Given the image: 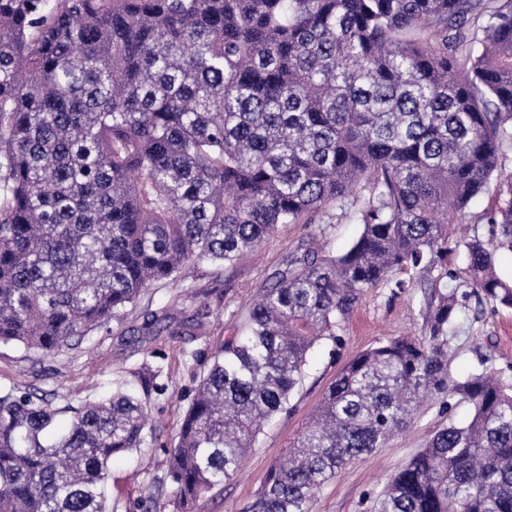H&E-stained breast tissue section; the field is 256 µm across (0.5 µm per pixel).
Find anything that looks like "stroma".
I'll list each match as a JSON object with an SVG mask.
<instances>
[{"instance_id":"35a3bbf8","label":"stroma","mask_w":512,"mask_h":512,"mask_svg":"<svg viewBox=\"0 0 512 512\" xmlns=\"http://www.w3.org/2000/svg\"><path fill=\"white\" fill-rule=\"evenodd\" d=\"M359 230V225L345 220L335 224H283L257 256L233 268L218 272L200 264L192 269L189 282L194 288V301L184 300L181 282L158 284L144 292L123 320L92 331L90 341L81 348L44 356L2 346L0 387L22 392L54 391L58 405H75L91 392L110 391L113 376L145 362L159 364L168 374L169 390L154 403L151 414L159 424L161 444L169 443L177 430L183 397L196 386L201 365L236 333L248 304L267 278L282 267L289 252L304 244L340 253ZM402 280L400 288L368 290L342 324L341 347L322 341L309 359L291 411L265 424L242 474L224 483L221 491L200 499L195 512H242L260 489L267 470L283 457L345 364L385 337L424 334L422 311L434 276L414 272L403 275ZM200 304L208 306L211 315L204 335L192 341L179 330L185 317ZM160 310L167 317L160 323L159 333L143 335L140 327L145 315ZM455 334L451 361L455 374L466 373L481 355L490 356L496 368L512 374V309L469 298L458 311ZM445 418L438 405L424 408L414 423L386 447L342 469L317 495L312 512H369L372 499L390 474L422 448ZM165 461L159 448L114 460L108 483L112 499L125 504L148 496L147 477L162 473Z\"/></svg>"}]
</instances>
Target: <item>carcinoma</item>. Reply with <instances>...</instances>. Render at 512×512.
<instances>
[{"mask_svg":"<svg viewBox=\"0 0 512 512\" xmlns=\"http://www.w3.org/2000/svg\"><path fill=\"white\" fill-rule=\"evenodd\" d=\"M512 0H0V346L55 354L191 265L257 253L281 224L349 218L342 254L300 245L200 372L152 493L124 512H193L290 411L307 357L398 273L438 270L418 337L336 376L245 512H312L352 461L424 404L448 422L370 512H512V381L450 369L467 293L448 289V225L494 182L489 246L464 232L463 286L512 308ZM199 305L183 335L199 336ZM148 362L58 407L0 388V512H119L112 459L153 448ZM468 421L451 418L454 404Z\"/></svg>","mask_w":512,"mask_h":512,"instance_id":"obj_1","label":"carcinoma"}]
</instances>
